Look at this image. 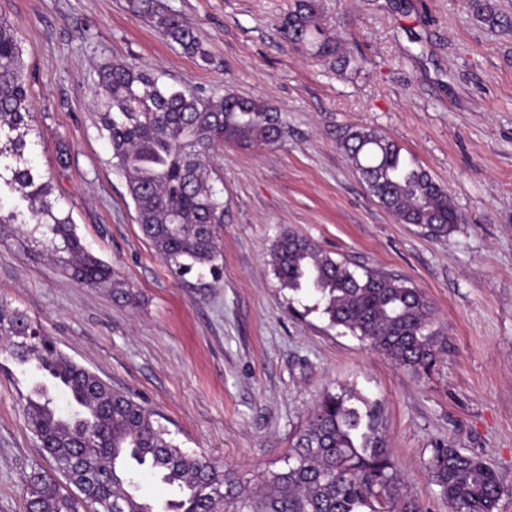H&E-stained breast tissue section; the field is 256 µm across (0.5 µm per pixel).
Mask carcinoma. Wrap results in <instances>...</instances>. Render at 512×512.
Instances as JSON below:
<instances>
[{"label":"carcinoma","mask_w":512,"mask_h":512,"mask_svg":"<svg viewBox=\"0 0 512 512\" xmlns=\"http://www.w3.org/2000/svg\"><path fill=\"white\" fill-rule=\"evenodd\" d=\"M466 4L489 27L507 22L490 0ZM127 9L148 19L167 42L207 62L195 27L160 0H127ZM282 34L290 44L335 58L343 69L359 65L338 40L323 36L314 0H297ZM93 100L146 239L180 275L214 267L224 201L209 184L211 151L219 143L278 145L284 138L278 113L235 93L218 99L187 94L119 63L99 68ZM30 109L19 37L0 17V224L25 227L35 254L79 285L108 287L115 299H129L127 284L82 243L70 214L52 198L50 179L35 168ZM341 148L371 195L399 222L436 239L455 231L461 218L448 191L407 161L396 141L357 129ZM271 262L283 287L386 359L413 371L436 364L434 307L420 289L371 269L358 273L293 231L275 240ZM0 355L37 377L32 392L21 395L23 414L66 479L63 488L33 472L23 495L26 512H105L108 504L117 512H423L404 490L379 406L362 410L346 391L325 394L294 435L285 467L264 472L250 486L183 452L144 405L59 351L25 312L1 303ZM428 471L451 512H496L500 482L477 457L435 448ZM146 476L173 491L162 511L139 494Z\"/></svg>","instance_id":"carcinoma-1"}]
</instances>
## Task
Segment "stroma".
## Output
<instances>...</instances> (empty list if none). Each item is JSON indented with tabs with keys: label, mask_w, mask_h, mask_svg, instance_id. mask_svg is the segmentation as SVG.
<instances>
[{
	"label": "stroma",
	"mask_w": 512,
	"mask_h": 512,
	"mask_svg": "<svg viewBox=\"0 0 512 512\" xmlns=\"http://www.w3.org/2000/svg\"><path fill=\"white\" fill-rule=\"evenodd\" d=\"M490 28L464 0H316L328 36L361 57L339 69L279 27L295 0H162L195 24L208 61L168 44L126 0H0L17 31L39 135L35 161L86 247L130 287L84 288L0 226V302L148 408L175 444L245 484L279 466L324 393L379 403L393 462L426 512H450L426 463L443 445L478 457L512 512V0ZM126 63L160 84L280 113L273 148L223 144L209 172L224 198L220 271L176 276L145 239L99 131L97 70ZM397 140L453 199L449 240L402 224L372 197L341 141ZM290 230L350 268L408 281L431 300L443 352L429 371L397 366L322 312L271 264ZM27 385L0 362V512H23L31 472L59 479L27 427Z\"/></svg>",
	"instance_id": "35a3bbf8"
}]
</instances>
